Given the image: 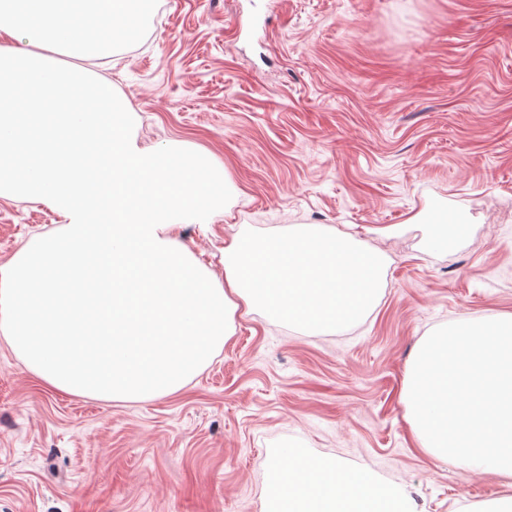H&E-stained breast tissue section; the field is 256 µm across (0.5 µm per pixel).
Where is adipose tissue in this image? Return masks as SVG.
Listing matches in <instances>:
<instances>
[{"label": "adipose tissue", "mask_w": 512, "mask_h": 512, "mask_svg": "<svg viewBox=\"0 0 512 512\" xmlns=\"http://www.w3.org/2000/svg\"><path fill=\"white\" fill-rule=\"evenodd\" d=\"M271 512H400L392 493L366 474L335 463H302L276 453Z\"/></svg>", "instance_id": "obj_1"}]
</instances>
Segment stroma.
Listing matches in <instances>:
<instances>
[{
  "label": "stroma",
  "mask_w": 512,
  "mask_h": 512,
  "mask_svg": "<svg viewBox=\"0 0 512 512\" xmlns=\"http://www.w3.org/2000/svg\"><path fill=\"white\" fill-rule=\"evenodd\" d=\"M80 64L140 145L222 166L226 213L179 237L216 275L234 234L316 224L386 277L346 329L238 317L181 391L140 402L50 389L0 338V512H268L281 448L406 512H497L512 487L425 455L401 392L436 328L512 314V0H159L143 41ZM440 215L464 234L435 242ZM64 225L0 198V267Z\"/></svg>",
  "instance_id": "obj_1"
}]
</instances>
